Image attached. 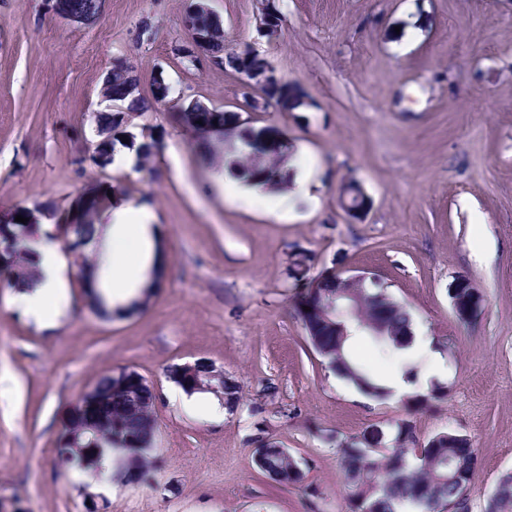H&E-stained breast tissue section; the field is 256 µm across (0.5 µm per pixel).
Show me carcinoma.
<instances>
[{"instance_id":"obj_1","label":"carcinoma","mask_w":512,"mask_h":512,"mask_svg":"<svg viewBox=\"0 0 512 512\" xmlns=\"http://www.w3.org/2000/svg\"><path fill=\"white\" fill-rule=\"evenodd\" d=\"M202 34L207 39L208 50L216 64L239 74L249 73L263 62L258 55L245 49L228 52L224 47V23L220 16H204L201 19ZM170 86L157 79L152 90L153 101L149 102L138 92V78L130 64L117 61L109 74V91L119 109L104 116V131L112 136L102 138L97 148L101 157L113 162L116 145L121 143L119 129L132 113H144L152 103H161L169 95ZM193 124L190 128L202 139L209 134L234 138L240 147L223 156L224 170L231 176L255 185L268 186L274 177L281 175L285 161V145L278 143L272 152L257 153L249 144L251 132L241 124L239 113L209 108L198 101L187 105ZM127 147L135 150L138 165L145 168L154 158L153 141L129 140ZM27 226L18 222L12 229L13 245L8 263L13 279L12 288L20 282L34 278L35 267L29 259L33 250L24 243L23 234ZM317 312L300 316L306 337L314 351L326 362L336 375L350 381L363 394L382 398L387 391L379 379L351 353L353 333L368 335V323L377 324L380 336H370L371 342L382 352L394 354L411 343V318L405 307L382 288H361L355 301L358 312H351L344 300L336 293L344 290L333 275L316 277ZM341 325L347 336L336 335V326ZM210 384L222 389L227 407L238 401V387L232 382L214 379ZM99 397L92 414L100 419L101 426L91 431L83 422L74 421L63 434V445L59 449L60 459L75 462L86 468L96 463L88 462L82 449L95 447L91 455L101 458L110 448L125 451L121 475L136 477L142 481L149 478L155 461L149 456V443L156 431L155 403L143 386L128 378L124 371L100 376L95 383ZM381 430L363 436V441L351 438L340 445L348 488V499L352 512H397V506L410 504L420 512H432L429 503L442 504L440 512H468L467 485L448 478V467L433 456L431 443L435 437L420 441L416 428L407 421L395 425L391 435L380 437ZM440 455L450 461L462 456L478 461L476 449L471 442L460 448H442ZM486 512H512V489H504L487 500Z\"/></svg>"}]
</instances>
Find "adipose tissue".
Segmentation results:
<instances>
[{
  "mask_svg": "<svg viewBox=\"0 0 512 512\" xmlns=\"http://www.w3.org/2000/svg\"><path fill=\"white\" fill-rule=\"evenodd\" d=\"M221 190L243 207L260 209L272 216L292 209V200L285 194L267 195L233 183L222 184ZM162 238L155 213L124 199L115 200L108 223L96 225L90 247L110 271L102 290L108 310L133 309L153 272L160 269L158 247ZM34 250L38 279L33 286L23 285L15 291L14 304L37 324L52 326L66 314L70 293L66 263L48 224H41Z\"/></svg>",
  "mask_w": 512,
  "mask_h": 512,
  "instance_id": "ef3b65f1",
  "label": "adipose tissue"
}]
</instances>
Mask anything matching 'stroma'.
<instances>
[{
	"mask_svg": "<svg viewBox=\"0 0 512 512\" xmlns=\"http://www.w3.org/2000/svg\"><path fill=\"white\" fill-rule=\"evenodd\" d=\"M190 0H106L90 23L49 13L44 0H0V213L67 211L76 193L119 178L165 233L164 281L149 305L100 318L70 286L72 307L42 327L0 289V512H351L337 446L366 430L411 422L421 439L469 438L478 464L469 512H484L512 471V0H209L226 50L253 49L275 68L285 105L244 114L289 156L318 161L315 201L276 218L223 197L213 164L176 113L190 101L237 111L240 74L181 58ZM277 38L258 33L265 10ZM155 24L138 43L143 16ZM125 59L165 102L129 130L164 131L152 170L72 162L98 140L104 75ZM367 196L358 217L340 207L344 180ZM363 272L409 309L445 374L416 397L371 399L322 364L295 310L290 274ZM460 277L484 294L459 322L449 290ZM205 358L239 388L219 420L173 393V363ZM138 372L159 393L147 481L74 480L59 459L61 420L101 374ZM277 389L268 397L265 386ZM263 413H256V406ZM300 461L305 478L273 487L253 462L256 430Z\"/></svg>",
	"mask_w": 512,
	"mask_h": 512,
	"instance_id": "stroma-1",
	"label": "stroma"
}]
</instances>
